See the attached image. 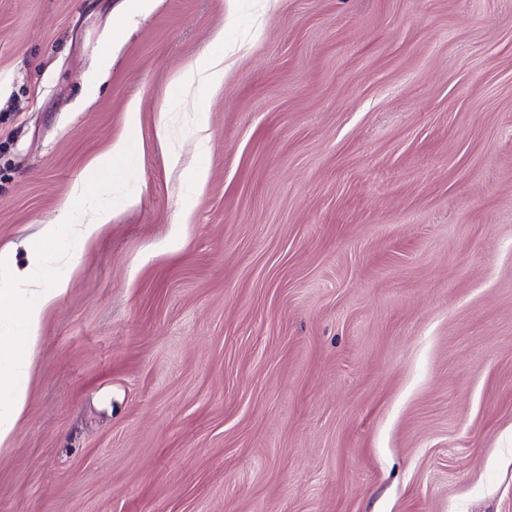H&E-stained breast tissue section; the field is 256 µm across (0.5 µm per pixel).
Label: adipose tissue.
I'll use <instances>...</instances> for the list:
<instances>
[{"mask_svg": "<svg viewBox=\"0 0 512 512\" xmlns=\"http://www.w3.org/2000/svg\"><path fill=\"white\" fill-rule=\"evenodd\" d=\"M210 45L211 52L180 75L181 83H196L205 89L223 83V32L214 33ZM129 156L127 139L111 143L90 176L76 182L77 205L65 207L57 223L41 227L39 245L31 250L27 265L17 267L8 251H0V451L10 448L14 430L25 418L27 382L38 352L43 314L69 283L64 274L45 283L44 259L61 240L83 249L104 232L112 220V210L98 199L112 182L113 164Z\"/></svg>", "mask_w": 512, "mask_h": 512, "instance_id": "obj_1", "label": "adipose tissue"}]
</instances>
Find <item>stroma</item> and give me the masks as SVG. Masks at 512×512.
I'll list each match as a JSON object with an SVG mask.
<instances>
[{
  "instance_id": "stroma-1",
  "label": "stroma",
  "mask_w": 512,
  "mask_h": 512,
  "mask_svg": "<svg viewBox=\"0 0 512 512\" xmlns=\"http://www.w3.org/2000/svg\"><path fill=\"white\" fill-rule=\"evenodd\" d=\"M121 137L0 512H512V0H0V247ZM210 45L212 51L198 60L194 67L185 70L179 81L183 84L197 82L202 89L219 86L224 82V32L220 30L213 34Z\"/></svg>"
}]
</instances>
